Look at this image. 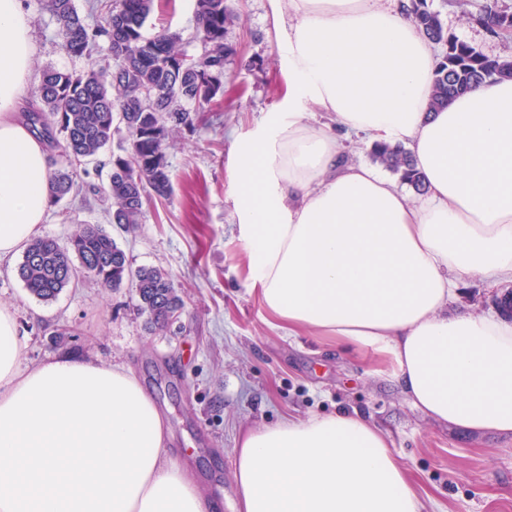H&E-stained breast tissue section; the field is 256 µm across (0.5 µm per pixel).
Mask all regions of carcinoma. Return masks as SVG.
I'll use <instances>...</instances> for the list:
<instances>
[{
	"mask_svg": "<svg viewBox=\"0 0 512 512\" xmlns=\"http://www.w3.org/2000/svg\"><path fill=\"white\" fill-rule=\"evenodd\" d=\"M153 0H90L82 15L74 0H41L56 21L55 36L67 55L90 59L108 43L106 62L81 71L47 66L35 89L36 103L27 117L50 144L61 149L63 165L50 176L49 203L58 204L74 190V174L96 160L117 131L128 134L122 153L112 155L104 195L110 202L107 221L134 229L144 214L146 189L155 197L171 193L165 141L181 127H193L200 114L220 107L224 59L231 49L224 32L233 20L226 0H196L197 28L204 53L189 58L179 50L181 34L163 30L152 37L143 27ZM407 11L428 40L442 47L430 109L445 108L455 96L485 79H512V61L492 58L448 35L432 0H409ZM509 12L486 0L474 19L494 35L508 32L501 23ZM373 161L400 178L417 194L422 176L400 145L376 144ZM85 271L102 285L118 288L131 282L140 314L156 329L164 328L181 309L169 273L160 267L132 270L125 252L99 224H83L65 245L37 237L26 247L18 275L28 291L44 302L55 300Z\"/></svg>",
	"mask_w": 512,
	"mask_h": 512,
	"instance_id": "carcinoma-1",
	"label": "carcinoma"
}]
</instances>
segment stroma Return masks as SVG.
I'll use <instances>...</instances> for the list:
<instances>
[{"mask_svg": "<svg viewBox=\"0 0 512 512\" xmlns=\"http://www.w3.org/2000/svg\"><path fill=\"white\" fill-rule=\"evenodd\" d=\"M485 0H433L451 36L490 57L512 58V38L491 36L472 21ZM234 13L225 41L235 53L224 64L223 104L195 131L172 133L167 159L172 192L144 208L141 224L107 230L132 267L165 269L183 302L161 330L138 310L130 284L107 288L78 274L56 300L41 301L24 287L16 263L0 265V306L15 313L25 343L22 368L73 355L131 367L169 418L175 453L196 449L193 468L208 489L235 512L234 450L245 428L286 418L307 419L339 409L358 410L390 439L425 512H512V437L448 427L413 408L391 379V365L369 349L336 345L313 331H288L262 307L247 281V258L233 215L230 177L235 136L246 133L282 101L286 76L276 38L275 11L287 0H228ZM35 67L81 70L90 61L68 56L56 23L38 0H27ZM180 32L179 49L200 57L195 0L166 9L154 0L145 36ZM111 149L74 177L75 196L49 207L42 236L66 243L78 225L104 222L98 194ZM512 284L460 283L458 305L496 314Z\"/></svg>", "mask_w": 512, "mask_h": 512, "instance_id": "obj_1", "label": "stroma"}]
</instances>
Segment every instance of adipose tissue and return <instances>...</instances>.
<instances>
[{"instance_id":"adipose-tissue-1","label":"adipose tissue","mask_w":512,"mask_h":512,"mask_svg":"<svg viewBox=\"0 0 512 512\" xmlns=\"http://www.w3.org/2000/svg\"><path fill=\"white\" fill-rule=\"evenodd\" d=\"M405 2L289 0L285 98L231 154L248 279L281 324L390 356L426 416L512 434V322L453 304L473 276L512 281V80L430 111L438 60ZM34 53L23 0H0V262L49 206V153L20 116ZM342 132L404 144L425 193L346 160ZM23 348L0 307V512H218L129 368L64 355L24 372ZM234 478L237 512H423L388 436L344 409L248 429Z\"/></svg>"}]
</instances>
